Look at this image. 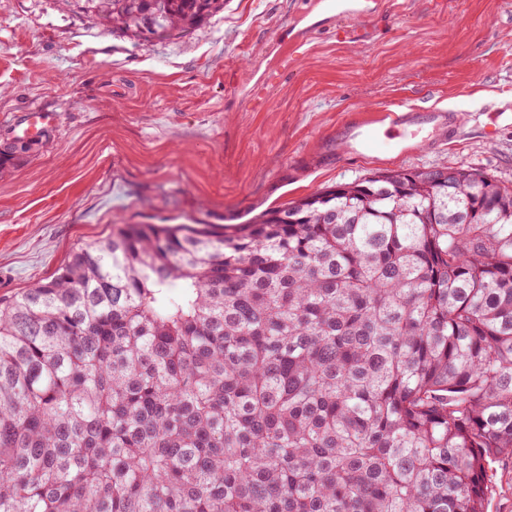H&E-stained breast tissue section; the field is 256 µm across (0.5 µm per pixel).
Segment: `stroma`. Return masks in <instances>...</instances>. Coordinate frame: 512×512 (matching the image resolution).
<instances>
[{
	"instance_id": "35a3bbf8",
	"label": "stroma",
	"mask_w": 512,
	"mask_h": 512,
	"mask_svg": "<svg viewBox=\"0 0 512 512\" xmlns=\"http://www.w3.org/2000/svg\"><path fill=\"white\" fill-rule=\"evenodd\" d=\"M306 0H224L193 34L134 42L60 0H0V139L57 114L42 148L0 176V299L46 279L114 222L232 228L376 172L444 164L512 185V0H369L368 41L314 34L297 67L251 88L292 43ZM405 103L453 112L462 135L407 155L330 156L336 128ZM487 512H512V459L487 468Z\"/></svg>"
}]
</instances>
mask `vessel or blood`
I'll return each instance as SVG.
<instances>
[{"mask_svg":"<svg viewBox=\"0 0 512 512\" xmlns=\"http://www.w3.org/2000/svg\"><path fill=\"white\" fill-rule=\"evenodd\" d=\"M319 2L324 7L328 24L344 22L345 37L356 38L353 22L361 18V11L340 10L337 0ZM56 121L55 114L35 110L26 113L23 121L17 125L16 132L21 137L33 138ZM458 133L457 121L447 111L436 109L418 112L402 104H393L382 107L370 119L359 118L343 123L336 130V140L350 155H367L381 147H390L406 154L411 147L428 143L437 136L446 134L454 137Z\"/></svg>","mask_w":512,"mask_h":512,"instance_id":"b4317fda","label":"vessel or blood"}]
</instances>
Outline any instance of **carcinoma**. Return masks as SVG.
Segmentation results:
<instances>
[{"mask_svg":"<svg viewBox=\"0 0 512 512\" xmlns=\"http://www.w3.org/2000/svg\"><path fill=\"white\" fill-rule=\"evenodd\" d=\"M134 41L224 0H61ZM43 137L0 139V174ZM512 457V186L327 187L116 224L0 299V512H486Z\"/></svg>","mask_w":512,"mask_h":512,"instance_id":"carcinoma-1","label":"carcinoma"}]
</instances>
